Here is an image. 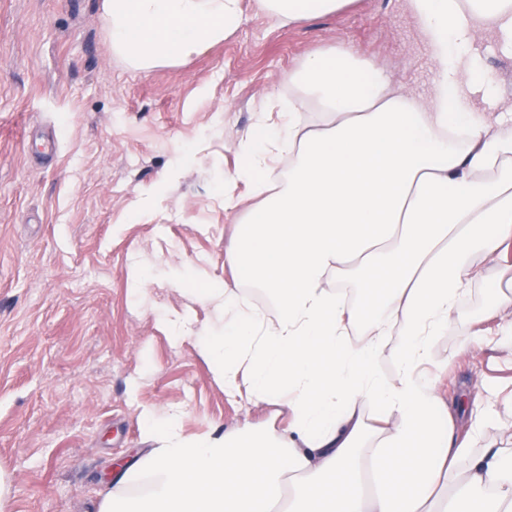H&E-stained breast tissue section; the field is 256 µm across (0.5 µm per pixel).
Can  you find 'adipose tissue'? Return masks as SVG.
I'll use <instances>...</instances> for the list:
<instances>
[{
  "label": "adipose tissue",
  "instance_id": "ef3b65f1",
  "mask_svg": "<svg viewBox=\"0 0 512 512\" xmlns=\"http://www.w3.org/2000/svg\"><path fill=\"white\" fill-rule=\"evenodd\" d=\"M347 0H257L285 25ZM433 65L426 99L394 91L374 59L317 49L272 98L277 126L243 134L244 163L224 181L236 224L224 261L263 290V308L227 284L207 297L220 336L173 329L228 395L275 402L284 428L243 424L186 437L150 425L151 450L115 471L99 512H512V459L483 445L495 399L479 388L465 437L439 424L435 347L477 261L512 249V101L455 54L491 33L512 46V0H408ZM112 54L148 72L223 42L241 0H101ZM314 108L315 122L303 110ZM288 157L275 184L270 160ZM261 200L241 209L237 182ZM356 281L372 311L333 280Z\"/></svg>",
  "mask_w": 512,
  "mask_h": 512
}]
</instances>
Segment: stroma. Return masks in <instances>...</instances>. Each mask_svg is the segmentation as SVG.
Instances as JSON below:
<instances>
[{
    "instance_id": "obj_1",
    "label": "stroma",
    "mask_w": 512,
    "mask_h": 512,
    "mask_svg": "<svg viewBox=\"0 0 512 512\" xmlns=\"http://www.w3.org/2000/svg\"><path fill=\"white\" fill-rule=\"evenodd\" d=\"M238 30L178 66L142 73L113 57L99 0H0V487L9 512H95L113 465L151 442L139 412H178L184 434L282 427L274 403L225 395L171 318L220 336L204 292L233 281L224 177L270 94L318 47L378 60L429 91L427 43L406 0H353L295 26L242 0ZM474 52L512 97V50ZM512 265V254L504 261ZM501 263V264H504ZM501 264L461 302L436 346L444 400L487 386L512 398V342L497 341ZM140 275L143 288L131 286ZM477 332L492 345L457 350Z\"/></svg>"
}]
</instances>
